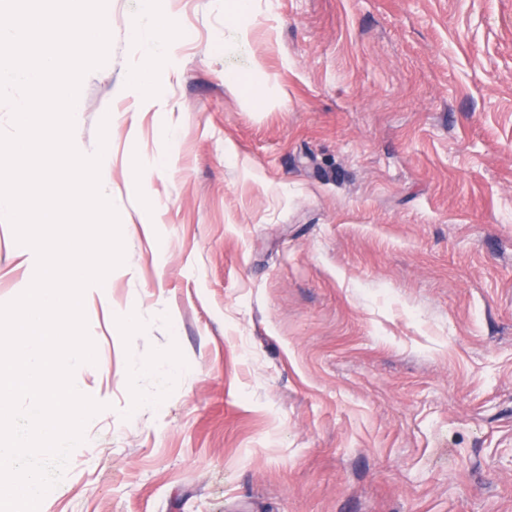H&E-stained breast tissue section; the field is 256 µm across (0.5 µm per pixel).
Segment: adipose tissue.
Wrapping results in <instances>:
<instances>
[{
  "mask_svg": "<svg viewBox=\"0 0 512 512\" xmlns=\"http://www.w3.org/2000/svg\"><path fill=\"white\" fill-rule=\"evenodd\" d=\"M130 33L141 55L129 83L139 90L151 89L153 63L168 54L181 40L179 21L176 16L168 14L164 0H147L146 8L133 18Z\"/></svg>",
  "mask_w": 512,
  "mask_h": 512,
  "instance_id": "ef3b65f1",
  "label": "adipose tissue"
}]
</instances>
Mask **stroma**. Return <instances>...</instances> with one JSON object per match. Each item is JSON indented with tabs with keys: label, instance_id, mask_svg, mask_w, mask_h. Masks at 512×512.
I'll return each instance as SVG.
<instances>
[{
	"label": "stroma",
	"instance_id": "35a3bbf8",
	"mask_svg": "<svg viewBox=\"0 0 512 512\" xmlns=\"http://www.w3.org/2000/svg\"><path fill=\"white\" fill-rule=\"evenodd\" d=\"M144 7L107 0L78 96L125 262L45 512H512V0H256L245 54L168 0L155 105ZM34 273L0 219V304ZM166 0H147L146 8L135 16L130 33L141 55L132 70L129 85L138 90L152 87V65L168 54L181 40L182 30L176 16L168 14Z\"/></svg>",
	"mask_w": 512,
	"mask_h": 512
}]
</instances>
